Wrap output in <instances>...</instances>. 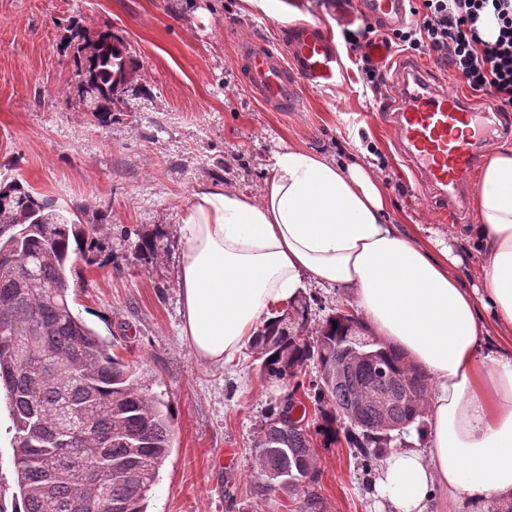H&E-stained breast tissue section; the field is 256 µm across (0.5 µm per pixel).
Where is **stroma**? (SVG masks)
I'll list each match as a JSON object with an SVG mask.
<instances>
[{
    "label": "stroma",
    "instance_id": "1",
    "mask_svg": "<svg viewBox=\"0 0 512 512\" xmlns=\"http://www.w3.org/2000/svg\"><path fill=\"white\" fill-rule=\"evenodd\" d=\"M287 18L246 0H0V182L23 178L64 210L84 204L98 218L97 264L76 262V312L138 361L172 407L176 442L147 512H392L377 498L346 442L315 440L316 483L260 495L254 440L270 408L292 387L262 375L251 347L233 361L198 360L181 334L177 228L191 193L229 185L260 194L271 157L294 147L341 161L360 146L390 195L388 218L421 242L444 241L461 260L467 287H482L484 259L470 234L474 214H442L420 189L379 107L394 82L366 88L350 53L338 85L303 86L298 111L257 101L237 59L240 41L261 36L281 46L286 22H317L340 33L335 0H288ZM109 28L124 39L136 73L121 112L100 125L76 93L66 42L72 26ZM163 232L157 258L138 257L141 234ZM309 328L336 310L356 313L351 289L307 284ZM232 450V462L223 459Z\"/></svg>",
    "mask_w": 512,
    "mask_h": 512
}]
</instances>
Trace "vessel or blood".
Masks as SVG:
<instances>
[{
    "mask_svg": "<svg viewBox=\"0 0 512 512\" xmlns=\"http://www.w3.org/2000/svg\"><path fill=\"white\" fill-rule=\"evenodd\" d=\"M407 2L359 0L358 11L368 21L395 25L405 21ZM238 54L250 90L267 106L283 112L299 108L302 86H330L342 75L338 47L316 23L289 24L280 51L250 39L240 44ZM396 83L398 94L388 107V117L399 149L430 198L444 202L449 215L460 218L481 150L499 128L489 111L432 86L423 68L402 67Z\"/></svg>",
    "mask_w": 512,
    "mask_h": 512,
    "instance_id": "b4317fda",
    "label": "vessel or blood"
}]
</instances>
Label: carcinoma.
Instances as JSON below:
<instances>
[{
	"label": "carcinoma",
	"mask_w": 512,
	"mask_h": 512,
	"mask_svg": "<svg viewBox=\"0 0 512 512\" xmlns=\"http://www.w3.org/2000/svg\"><path fill=\"white\" fill-rule=\"evenodd\" d=\"M78 96L102 125L120 110L118 86L135 68L122 39L106 29L71 30ZM69 219L20 178L0 183V391L12 427L15 492L12 512H146L160 468L174 445L169 403L152 392L146 372L74 312L69 268L96 234ZM158 236H140L136 252L152 259ZM311 305L290 304L255 331L260 373L294 379L313 363L319 375L305 394L319 418L292 397L270 409L255 439L260 493L297 488L318 478L312 433L325 445L341 439L368 463L397 440L424 435L427 376L404 353L368 334L357 316L336 311L306 338ZM99 456L100 482L85 470Z\"/></svg>",
	"instance_id": "cac0c4a2"
}]
</instances>
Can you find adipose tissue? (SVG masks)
I'll return each instance as SVG.
<instances>
[{"mask_svg":"<svg viewBox=\"0 0 512 512\" xmlns=\"http://www.w3.org/2000/svg\"><path fill=\"white\" fill-rule=\"evenodd\" d=\"M261 196L196 189L184 207L177 286L182 334L203 362L233 360L306 282L345 286L375 333L428 375L422 448H395L374 489L393 512H428L435 494L479 512L512 497V147L478 176L471 232L485 287H467L450 247L432 250L388 222V197L358 158L293 147L274 154Z\"/></svg>","mask_w":512,"mask_h":512,"instance_id":"ef3b65f1","label":"adipose tissue"}]
</instances>
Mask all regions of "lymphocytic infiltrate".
I'll return each instance as SVG.
<instances>
[{"instance_id":"lymphocytic-infiltrate-1","label":"lymphocytic infiltrate","mask_w":512,"mask_h":512,"mask_svg":"<svg viewBox=\"0 0 512 512\" xmlns=\"http://www.w3.org/2000/svg\"><path fill=\"white\" fill-rule=\"evenodd\" d=\"M409 12L413 23L384 33L369 24L342 32L371 89L385 82L367 51L379 38L427 55L474 93L491 96L498 111L512 110V0H409ZM489 22L498 30L492 40L483 33Z\"/></svg>"}]
</instances>
